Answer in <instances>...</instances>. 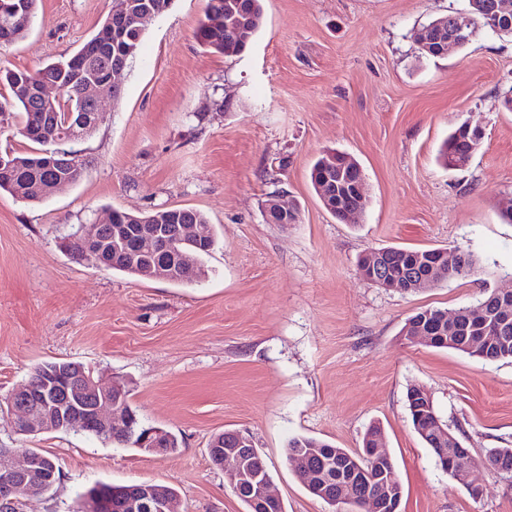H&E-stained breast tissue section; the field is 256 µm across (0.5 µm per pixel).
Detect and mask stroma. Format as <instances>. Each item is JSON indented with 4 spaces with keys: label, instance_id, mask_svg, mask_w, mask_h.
I'll list each match as a JSON object with an SVG mask.
<instances>
[{
    "label": "stroma",
    "instance_id": "1",
    "mask_svg": "<svg viewBox=\"0 0 512 512\" xmlns=\"http://www.w3.org/2000/svg\"><path fill=\"white\" fill-rule=\"evenodd\" d=\"M206 0H172L145 23L138 56L78 142L82 179L40 203L0 193V448H38L60 479L21 512H75L99 483L173 486L182 512H245L212 437L234 430L267 461L286 512H329L287 463L298 436L359 448L381 423L403 487L401 512H512V477L479 466L472 499L415 433L408 388L428 390L451 432L479 461L512 448V362L407 343L408 317L455 311L512 291V41L478 26L472 41L424 58L414 40L466 0H264L245 52L202 49ZM112 0H37L27 37L0 65L32 70L91 37ZM482 129L465 170L438 152L459 124ZM363 169L369 205L347 224L322 205L309 169L330 151ZM284 195L293 224L265 207ZM201 211L217 242L205 278L140 279L77 260L65 235L112 209ZM461 247L468 276L418 292L363 280L373 248ZM77 361L120 381L147 424L178 435L176 452L105 446L74 433L24 436L2 405L31 370ZM265 218L271 224H293L297 222L298 214L293 205L280 199H273L267 203Z\"/></svg>",
    "mask_w": 512,
    "mask_h": 512
}]
</instances>
